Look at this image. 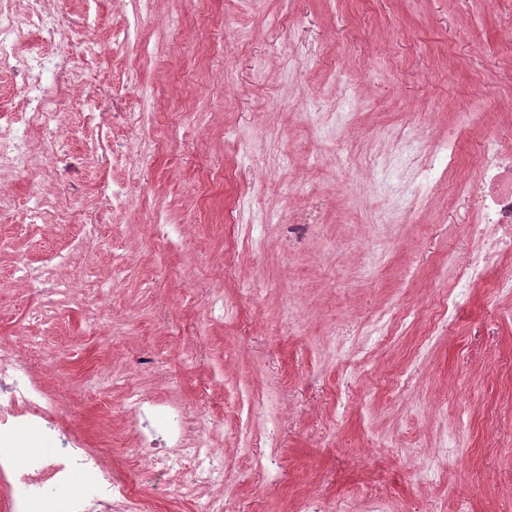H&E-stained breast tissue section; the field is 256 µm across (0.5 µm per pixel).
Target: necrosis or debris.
<instances>
[{
  "mask_svg": "<svg viewBox=\"0 0 512 512\" xmlns=\"http://www.w3.org/2000/svg\"><path fill=\"white\" fill-rule=\"evenodd\" d=\"M33 28L47 39L56 36L40 10L20 14L11 8L10 0H0V70H19L22 81L17 93L28 104L26 111L13 113L6 124H0V172L24 171L34 164L28 131L56 124L59 97L79 79L77 71L58 68L42 58L18 68V39ZM479 153L473 183L479 207L473 232L481 247L458 274L468 284L480 281L488 264L502 251H512V150L487 136ZM36 371L34 362L0 347V482L8 490L12 512H142L133 490L104 471L95 454L62 438L54 421L55 406L37 384ZM149 412L161 414L164 436L142 438L141 456L157 472L192 464V488L208 491L198 512H223V458L209 450L204 435H186L179 410L128 389V421L137 422ZM18 419L24 420L31 433L27 448L19 454L12 450V424ZM80 471L89 478L73 485V477Z\"/></svg>",
  "mask_w": 512,
  "mask_h": 512,
  "instance_id": "4bbe7bcc",
  "label": "necrosis or debris"
}]
</instances>
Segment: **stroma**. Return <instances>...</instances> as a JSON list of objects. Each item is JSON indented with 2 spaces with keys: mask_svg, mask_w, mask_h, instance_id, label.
Wrapping results in <instances>:
<instances>
[{
  "mask_svg": "<svg viewBox=\"0 0 512 512\" xmlns=\"http://www.w3.org/2000/svg\"><path fill=\"white\" fill-rule=\"evenodd\" d=\"M40 7L57 35L30 34L34 51L82 72L59 103L69 170L48 178V156L0 185L68 217L0 213V341L54 352L38 380L62 432L153 512H190L188 491L140 456L130 386L210 417L227 512H512V295L495 286L512 256L456 281L478 203L457 186L482 132L512 147V0ZM353 86L334 136L321 114ZM464 110L480 129L415 196L410 154ZM128 112L153 118L134 129ZM142 139L156 150L134 157ZM67 246L62 297L41 258ZM108 370L122 383L104 390Z\"/></svg>",
  "mask_w": 512,
  "mask_h": 512,
  "instance_id": "obj_1",
  "label": "stroma"
}]
</instances>
